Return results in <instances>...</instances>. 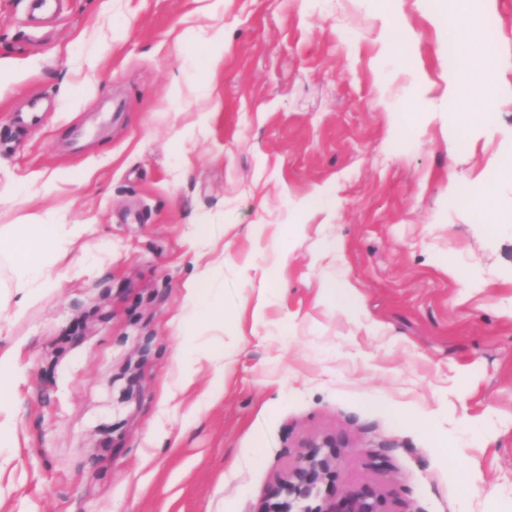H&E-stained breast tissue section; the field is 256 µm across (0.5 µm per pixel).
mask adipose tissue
<instances>
[{
    "mask_svg": "<svg viewBox=\"0 0 512 512\" xmlns=\"http://www.w3.org/2000/svg\"><path fill=\"white\" fill-rule=\"evenodd\" d=\"M471 0H454V7L448 18L449 28L466 44V52L448 76V94L456 96L466 71L484 73L488 60L481 43L472 37ZM9 239V258L14 264L18 289L35 294L51 282V270L45 262L48 238L42 237L25 225H12L0 229V240Z\"/></svg>",
    "mask_w": 512,
    "mask_h": 512,
    "instance_id": "1",
    "label": "adipose tissue"
}]
</instances>
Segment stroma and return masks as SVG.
<instances>
[{"mask_svg":"<svg viewBox=\"0 0 512 512\" xmlns=\"http://www.w3.org/2000/svg\"><path fill=\"white\" fill-rule=\"evenodd\" d=\"M28 14L0 0V226L54 225L53 282L0 308V512H273L270 485L325 434L328 494L512 512V0L490 79L453 103L435 0ZM278 245L282 294L260 273ZM339 269L361 319L321 294ZM213 289L209 278L204 273L199 275L188 288L190 298L198 305L195 313L197 319L210 318V311L206 303L213 294Z\"/></svg>","mask_w":512,"mask_h":512,"instance_id":"stroma-1","label":"stroma"}]
</instances>
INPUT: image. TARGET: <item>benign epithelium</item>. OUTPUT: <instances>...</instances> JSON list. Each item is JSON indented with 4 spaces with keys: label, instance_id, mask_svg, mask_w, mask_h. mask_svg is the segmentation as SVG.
Wrapping results in <instances>:
<instances>
[{
    "label": "benign epithelium",
    "instance_id": "1",
    "mask_svg": "<svg viewBox=\"0 0 512 512\" xmlns=\"http://www.w3.org/2000/svg\"><path fill=\"white\" fill-rule=\"evenodd\" d=\"M339 444L324 435L304 444L306 451L270 489L277 512H387L380 490L362 486L339 497L322 495L325 480L336 477Z\"/></svg>",
    "mask_w": 512,
    "mask_h": 512
}]
</instances>
